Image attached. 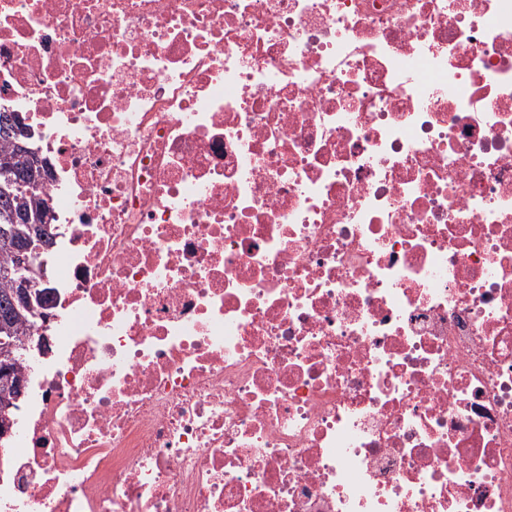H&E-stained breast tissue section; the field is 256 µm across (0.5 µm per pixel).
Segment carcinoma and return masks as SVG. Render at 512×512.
<instances>
[{"label":"carcinoma","instance_id":"obj_1","mask_svg":"<svg viewBox=\"0 0 512 512\" xmlns=\"http://www.w3.org/2000/svg\"><path fill=\"white\" fill-rule=\"evenodd\" d=\"M18 122L15 113L0 112V225L13 224L16 228L11 240H0V337L14 343L12 371L15 374L23 372L25 346L31 336L35 309L45 299V291L40 287L30 303L24 305L15 297L18 279L15 268L22 260L27 224L45 222L49 211L37 188L29 186L40 159L32 147V138L16 136Z\"/></svg>","mask_w":512,"mask_h":512}]
</instances>
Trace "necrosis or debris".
Wrapping results in <instances>:
<instances>
[{
    "label": "necrosis or debris",
    "instance_id": "necrosis-or-debris-1",
    "mask_svg": "<svg viewBox=\"0 0 512 512\" xmlns=\"http://www.w3.org/2000/svg\"><path fill=\"white\" fill-rule=\"evenodd\" d=\"M0 107V512H512V0H0ZM19 117L13 112H0V225L14 224L16 234L10 241L0 239V338L1 372H10L8 360L12 356V371L14 374L23 372V360L27 356L26 342L32 336L30 330L34 324L35 309L42 306L45 299L44 289L37 287V280L32 276L16 274L15 268L22 260V241L27 233V224L35 221H45L49 208L44 198L39 196L37 187L46 179L44 169H39L34 186L27 183L33 181V170L41 163L32 147V135L25 137L27 132L20 128L17 137L16 128ZM36 166V167H35ZM1 238H9L13 232L12 226L2 225ZM10 270L8 275L5 271ZM18 279V280H17ZM16 282L19 288L16 286ZM14 288L16 292H14ZM35 288L36 296L31 304H22L17 298H27ZM17 298H16V297ZM12 401H14L13 384L6 382L4 378L0 376V407L4 404L13 405V408L12 406H3L1 410L0 423L2 436L12 434L14 420L10 417L9 413L12 414V410L17 408L16 402L14 401L12 403Z\"/></svg>",
    "mask_w": 512,
    "mask_h": 512
}]
</instances>
